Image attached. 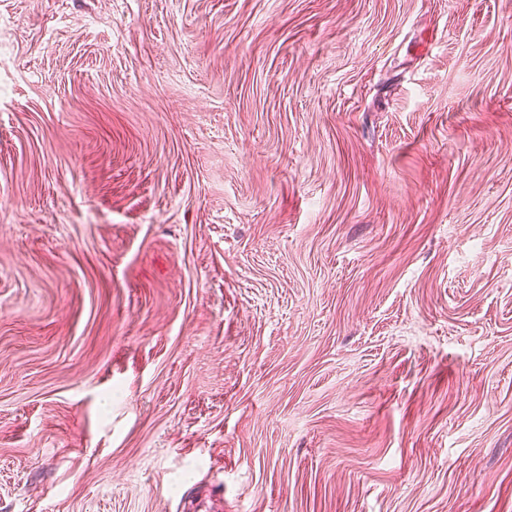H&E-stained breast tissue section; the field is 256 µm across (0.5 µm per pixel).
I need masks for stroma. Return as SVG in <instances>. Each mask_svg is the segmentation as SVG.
Returning a JSON list of instances; mask_svg holds the SVG:
<instances>
[{
  "instance_id": "obj_1",
  "label": "stroma",
  "mask_w": 512,
  "mask_h": 512,
  "mask_svg": "<svg viewBox=\"0 0 512 512\" xmlns=\"http://www.w3.org/2000/svg\"><path fill=\"white\" fill-rule=\"evenodd\" d=\"M0 512H512V0H0Z\"/></svg>"
}]
</instances>
